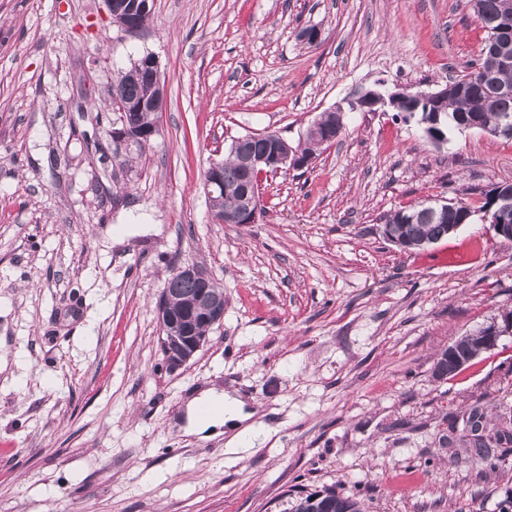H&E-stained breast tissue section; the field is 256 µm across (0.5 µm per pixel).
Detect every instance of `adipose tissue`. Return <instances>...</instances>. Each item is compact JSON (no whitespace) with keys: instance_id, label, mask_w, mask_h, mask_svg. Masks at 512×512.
<instances>
[{"instance_id":"ef3b65f1","label":"adipose tissue","mask_w":512,"mask_h":512,"mask_svg":"<svg viewBox=\"0 0 512 512\" xmlns=\"http://www.w3.org/2000/svg\"><path fill=\"white\" fill-rule=\"evenodd\" d=\"M250 418L242 400L211 388L189 401L185 431L189 434L212 433L225 427L232 431V439L237 442L253 431Z\"/></svg>"}]
</instances>
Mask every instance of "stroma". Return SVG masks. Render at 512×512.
<instances>
[{
  "instance_id": "35a3bbf8",
  "label": "stroma",
  "mask_w": 512,
  "mask_h": 512,
  "mask_svg": "<svg viewBox=\"0 0 512 512\" xmlns=\"http://www.w3.org/2000/svg\"><path fill=\"white\" fill-rule=\"evenodd\" d=\"M483 36L468 0H153L135 33L103 0H0V512H289L329 487L366 512H512V447L479 481L439 443L473 404L512 416V334L433 376L512 310V241L477 219L405 250L381 221L512 181V141L437 147L349 112L311 165L264 178L255 223H211L203 186L233 139L295 146L358 88L436 89ZM147 53L167 104L142 150L113 141L111 97ZM184 262L224 320L171 372L156 305ZM211 386L254 410L250 440L183 434ZM504 333H512V316L509 312L503 315L502 324L497 320L490 323L488 336H485L482 327L448 345V348L441 352L435 367L445 366L447 370L452 371L458 364L467 365L481 353L485 344L486 349L494 347L499 337Z\"/></svg>"
}]
</instances>
